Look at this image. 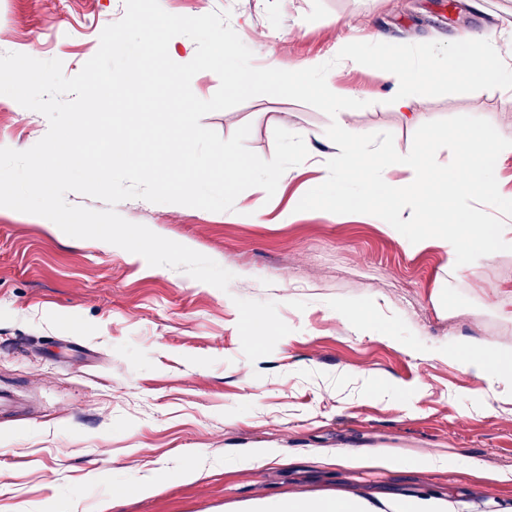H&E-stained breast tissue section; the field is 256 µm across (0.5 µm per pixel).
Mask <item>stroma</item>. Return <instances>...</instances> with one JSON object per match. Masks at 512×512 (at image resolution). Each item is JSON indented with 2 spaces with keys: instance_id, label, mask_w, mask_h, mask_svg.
Returning a JSON list of instances; mask_svg holds the SVG:
<instances>
[{
  "instance_id": "35a3bbf8",
  "label": "stroma",
  "mask_w": 512,
  "mask_h": 512,
  "mask_svg": "<svg viewBox=\"0 0 512 512\" xmlns=\"http://www.w3.org/2000/svg\"><path fill=\"white\" fill-rule=\"evenodd\" d=\"M175 15L230 11L253 64L334 61L327 82L365 108L336 118L260 95L205 115L221 137L250 125L248 149L274 154V130L309 155L281 176L259 219L136 198L125 219L202 253L234 275L227 290L38 216L0 214V512H237L249 501L360 497L402 504L429 494L455 512H512V377H475L458 351L482 340L512 353V250L456 266L453 247L411 246L385 222L303 211L339 155L331 121L389 132L408 153L420 125L469 115L512 138V90L393 104L381 70L336 61L340 43L491 38L512 65V0H161ZM124 0H0V53L62 61L76 75L120 20ZM48 131L0 101V145ZM270 331L254 338L251 313ZM360 451L357 466L319 453ZM377 456L396 466L374 465ZM192 466L196 479L182 480ZM145 483L149 495L138 494Z\"/></svg>"
}]
</instances>
